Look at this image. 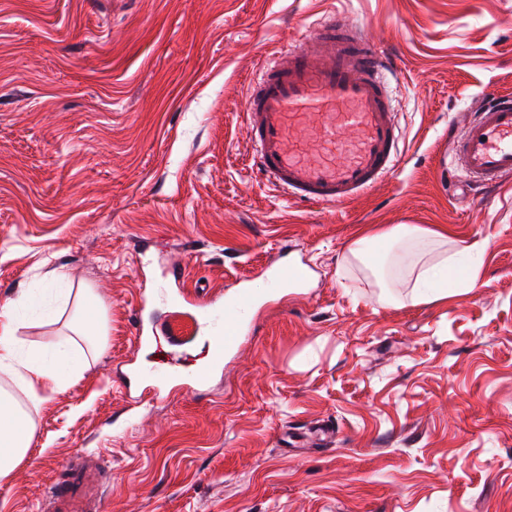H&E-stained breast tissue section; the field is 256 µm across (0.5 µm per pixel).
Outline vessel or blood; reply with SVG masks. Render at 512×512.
Returning a JSON list of instances; mask_svg holds the SVG:
<instances>
[{
	"mask_svg": "<svg viewBox=\"0 0 512 512\" xmlns=\"http://www.w3.org/2000/svg\"><path fill=\"white\" fill-rule=\"evenodd\" d=\"M365 29L331 13L305 41L271 53L249 79L244 115L255 177L287 200L342 206L381 185L399 168L403 133L388 81L396 71ZM453 165L471 181L512 180V95L486 93L448 127ZM265 289L239 287L207 299L224 330L210 346L220 366L237 347L263 290L309 283L312 269L279 256L263 271ZM47 494L49 512H101L109 476L86 456L67 458Z\"/></svg>",
	"mask_w": 512,
	"mask_h": 512,
	"instance_id": "b4317fda",
	"label": "vessel or blood"
}]
</instances>
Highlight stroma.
Here are the masks:
<instances>
[{"instance_id":"stroma-1","label":"stroma","mask_w":512,"mask_h":512,"mask_svg":"<svg viewBox=\"0 0 512 512\" xmlns=\"http://www.w3.org/2000/svg\"><path fill=\"white\" fill-rule=\"evenodd\" d=\"M332 10L398 63L404 161L347 205H296L250 172L244 96ZM487 90L512 94V0H0V305L47 355L76 308L110 319L34 412L0 512H45L80 451L112 472L106 512H512V182L443 156ZM396 224L446 233L475 288L383 292L349 249ZM281 251L313 268L306 293L261 309L205 387L153 399L155 371L205 361L182 298L263 287ZM172 324L176 357L133 339ZM323 420L330 445L282 451Z\"/></svg>"}]
</instances>
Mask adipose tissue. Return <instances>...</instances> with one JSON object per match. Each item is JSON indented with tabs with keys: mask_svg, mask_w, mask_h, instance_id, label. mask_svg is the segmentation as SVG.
Wrapping results in <instances>:
<instances>
[{
	"mask_svg": "<svg viewBox=\"0 0 512 512\" xmlns=\"http://www.w3.org/2000/svg\"><path fill=\"white\" fill-rule=\"evenodd\" d=\"M435 233L418 225L398 224L381 234L387 244H411L416 250L417 274L414 292L417 301L430 303L448 296V269L455 256L441 252L433 260L425 254ZM0 377L10 380L13 390L0 389V481L9 479L24 460L35 424L30 407L42 402L45 389L64 388V379L49 371L43 359L25 356L17 336L15 307L0 306Z\"/></svg>",
	"mask_w": 512,
	"mask_h": 512,
	"instance_id": "adipose-tissue-1",
	"label": "adipose tissue"
}]
</instances>
